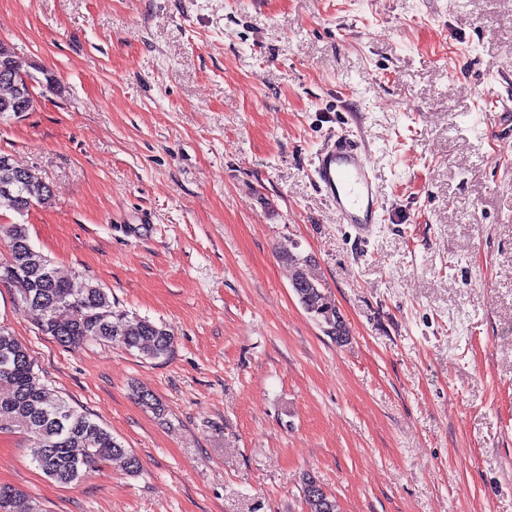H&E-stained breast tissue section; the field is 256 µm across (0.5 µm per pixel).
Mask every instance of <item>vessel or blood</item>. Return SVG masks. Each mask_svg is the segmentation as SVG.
Listing matches in <instances>:
<instances>
[{"label": "vessel or blood", "mask_w": 512, "mask_h": 512, "mask_svg": "<svg viewBox=\"0 0 512 512\" xmlns=\"http://www.w3.org/2000/svg\"><path fill=\"white\" fill-rule=\"evenodd\" d=\"M316 183L340 223L359 235L373 232L382 208L374 168L366 153L342 135L319 152L313 163Z\"/></svg>", "instance_id": "vessel-or-blood-1"}]
</instances>
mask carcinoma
I'll list each match as a JSON object with an SVG mask.
<instances>
[{
  "mask_svg": "<svg viewBox=\"0 0 512 512\" xmlns=\"http://www.w3.org/2000/svg\"><path fill=\"white\" fill-rule=\"evenodd\" d=\"M0 208L19 215L51 197L50 187L30 169L11 164L0 166ZM7 240L8 257L0 260V283L14 288L22 310L38 316L37 328L64 347L114 344L149 359L170 356L175 335L170 325L149 319H127L118 314L101 284L77 275L62 278L51 260L31 243L27 226L0 224V239ZM293 269L291 287L303 309L336 339L339 312L328 291L306 270V259L288 251L283 255ZM0 431H19L30 442L31 461L47 477L68 485L81 481L99 463L123 461L130 474L141 470V462L112 432L89 414L54 397L40 383L29 350L8 328L0 325ZM301 489L306 512H336V498L309 474L302 476ZM33 500L21 490L0 486V512H31Z\"/></svg>",
  "mask_w": 512,
  "mask_h": 512,
  "instance_id": "obj_1",
  "label": "carcinoma"
}]
</instances>
